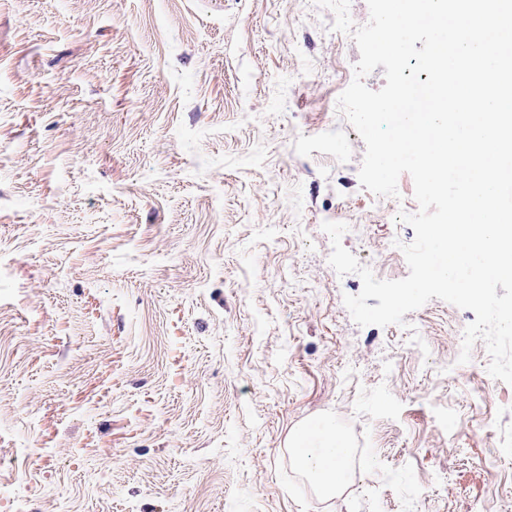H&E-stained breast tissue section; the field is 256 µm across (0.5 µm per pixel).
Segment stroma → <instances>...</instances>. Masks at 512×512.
I'll list each match as a JSON object with an SVG mask.
<instances>
[{
    "mask_svg": "<svg viewBox=\"0 0 512 512\" xmlns=\"http://www.w3.org/2000/svg\"><path fill=\"white\" fill-rule=\"evenodd\" d=\"M315 0H0V512H512L473 311L358 326L414 182L362 187L360 58ZM421 343L411 347L410 332ZM329 419L318 495L290 433ZM288 447L314 489L331 500L338 495L347 475L350 448L332 421L300 427L289 438Z\"/></svg>",
    "mask_w": 512,
    "mask_h": 512,
    "instance_id": "1",
    "label": "stroma"
}]
</instances>
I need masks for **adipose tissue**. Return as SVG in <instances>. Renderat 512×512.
<instances>
[{
	"label": "adipose tissue",
	"mask_w": 512,
	"mask_h": 512,
	"mask_svg": "<svg viewBox=\"0 0 512 512\" xmlns=\"http://www.w3.org/2000/svg\"><path fill=\"white\" fill-rule=\"evenodd\" d=\"M296 463L319 495L334 499L347 475L350 448L334 422L302 426L289 438Z\"/></svg>",
	"instance_id": "adipose-tissue-1"
}]
</instances>
